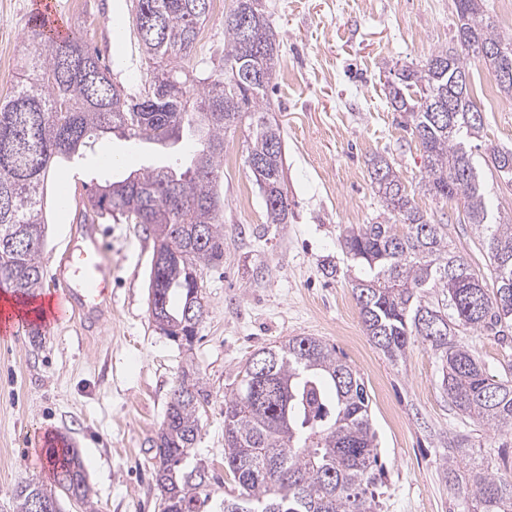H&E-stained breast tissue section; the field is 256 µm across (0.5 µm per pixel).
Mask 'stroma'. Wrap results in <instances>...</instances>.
Here are the masks:
<instances>
[{
  "mask_svg": "<svg viewBox=\"0 0 512 512\" xmlns=\"http://www.w3.org/2000/svg\"><path fill=\"white\" fill-rule=\"evenodd\" d=\"M279 35L277 80L268 117L283 133L291 210L266 221L262 194L245 164L244 128L228 131L224 151L236 167L220 182L224 262L203 272L206 313L191 346L166 336L149 311L153 241L124 220L100 221L112 262V300L103 325L80 319L24 326L0 335V512H15L14 487L53 483L50 445L76 448L91 487V506L62 501V512H161L153 441L186 363L209 394L196 452L224 473V397L258 349L296 335L335 346L365 381L385 478L378 512H467L441 470L451 438L471 436L472 459L512 473V437L476 430L441 387L430 347L410 346L394 364L369 340L353 297L341 236L353 224L382 220L369 161L385 157L408 187L422 178V150L387 102L391 72L456 46L454 0H264ZM33 0H0V95L14 85ZM73 32L96 48L120 84L138 89L145 61L132 25V0H59ZM234 0H214L195 60L211 67L224 54V17ZM471 95L484 115L483 141L512 151V99L501 95L482 60L466 56ZM93 156L49 175L41 255L43 293L54 263L75 233L87 202L84 182L109 178ZM248 204H241V194ZM415 203L448 227L457 254L493 285L494 274L468 224L462 198L439 201L417 191ZM490 375L512 363V332L467 335Z\"/></svg>",
  "mask_w": 512,
  "mask_h": 512,
  "instance_id": "35a3bbf8",
  "label": "stroma"
}]
</instances>
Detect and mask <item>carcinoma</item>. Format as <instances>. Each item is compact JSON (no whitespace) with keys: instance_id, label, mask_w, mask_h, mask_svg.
Wrapping results in <instances>:
<instances>
[{"instance_id":"cac0c4a2","label":"carcinoma","mask_w":512,"mask_h":512,"mask_svg":"<svg viewBox=\"0 0 512 512\" xmlns=\"http://www.w3.org/2000/svg\"><path fill=\"white\" fill-rule=\"evenodd\" d=\"M213 0H136L133 26L142 54L170 59L144 84L161 83L160 101L117 91L110 70L78 36L42 38L32 22L23 74L0 97V287L26 296L43 284L40 262L46 214L44 183L58 166L80 161L97 142L116 136L130 144L187 141L162 165L84 185L95 217H120L152 236L166 255L150 273L152 314L166 335L192 342L205 314L203 271L224 260V212L217 193L224 178V133L247 123L246 165L254 174L270 224L288 223V193L280 126L267 116L265 95L276 78L279 44L263 0H245L224 18V56L209 72L183 77ZM457 44L494 72L512 70V39L501 37L483 0H455ZM506 49L490 55L482 48ZM393 111L423 149L424 192L466 199L465 216L486 248L496 288H485L416 206L383 157L371 160V184L389 218L346 230L343 247L365 276L352 283L366 334L391 361L421 341L438 354L448 400L474 426L512 435V364L488 375L460 336L512 328V216L485 200L476 161L483 116L460 56L439 51L404 65L388 83ZM486 166L512 177V152L485 149ZM265 373L246 363L238 387L224 398V469L237 493L222 512H377L382 484L370 398L356 369L322 340L293 336L255 352ZM208 393L198 374L182 372L167 405L156 448L154 481L162 512H209L215 477L195 458ZM470 439L448 442L441 465L470 512H512V474L469 461ZM54 489L28 482L13 493L17 512L39 501L60 512L59 498L89 503L82 461L68 448L55 458Z\"/></svg>"}]
</instances>
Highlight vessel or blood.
I'll list each match as a JSON object with an SVG mask.
<instances>
[{"instance_id": "b4317fda", "label": "vessel or blood", "mask_w": 512, "mask_h": 512, "mask_svg": "<svg viewBox=\"0 0 512 512\" xmlns=\"http://www.w3.org/2000/svg\"><path fill=\"white\" fill-rule=\"evenodd\" d=\"M34 17L57 40L67 39L58 0H35ZM112 298V265L98 224H82L63 252L56 269L50 320L60 323L81 316L87 327L103 318Z\"/></svg>"}]
</instances>
